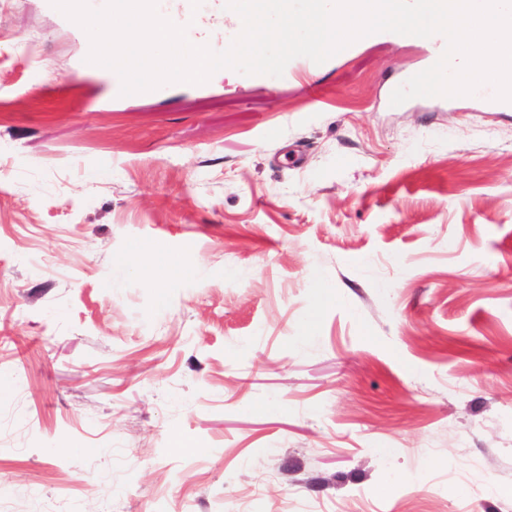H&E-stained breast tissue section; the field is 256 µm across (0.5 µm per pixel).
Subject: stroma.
<instances>
[{"instance_id":"obj_1","label":"stroma","mask_w":512,"mask_h":512,"mask_svg":"<svg viewBox=\"0 0 512 512\" xmlns=\"http://www.w3.org/2000/svg\"><path fill=\"white\" fill-rule=\"evenodd\" d=\"M88 43L0 0V512H512V112Z\"/></svg>"}]
</instances>
